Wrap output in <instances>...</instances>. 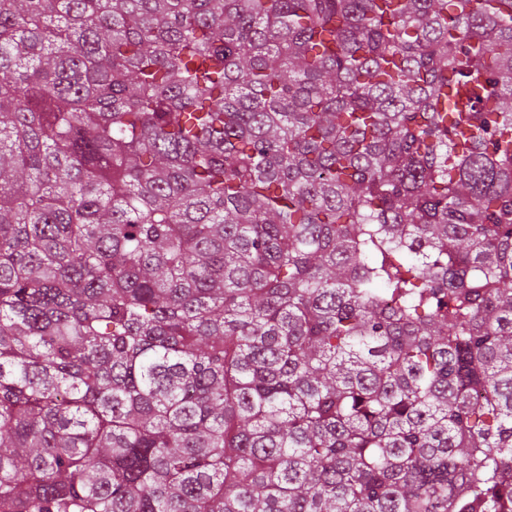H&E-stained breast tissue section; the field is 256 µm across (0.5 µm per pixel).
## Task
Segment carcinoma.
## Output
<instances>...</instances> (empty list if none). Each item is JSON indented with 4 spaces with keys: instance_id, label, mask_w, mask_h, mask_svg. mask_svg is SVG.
<instances>
[{
    "instance_id": "1",
    "label": "carcinoma",
    "mask_w": 512,
    "mask_h": 512,
    "mask_svg": "<svg viewBox=\"0 0 512 512\" xmlns=\"http://www.w3.org/2000/svg\"><path fill=\"white\" fill-rule=\"evenodd\" d=\"M0 512H512V0H0Z\"/></svg>"
}]
</instances>
